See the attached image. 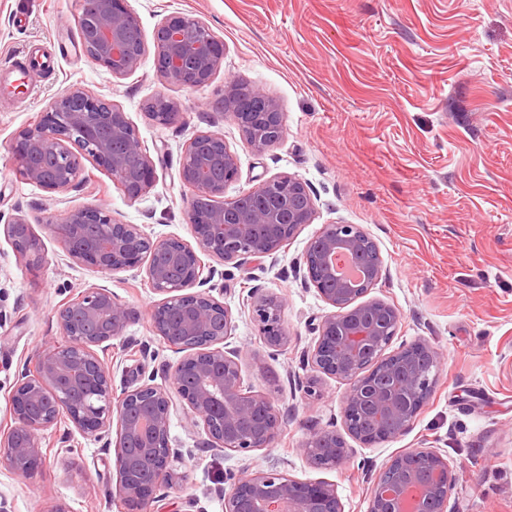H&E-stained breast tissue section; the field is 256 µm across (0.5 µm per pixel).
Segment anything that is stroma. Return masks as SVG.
Listing matches in <instances>:
<instances>
[{"label":"stroma","mask_w":512,"mask_h":512,"mask_svg":"<svg viewBox=\"0 0 512 512\" xmlns=\"http://www.w3.org/2000/svg\"><path fill=\"white\" fill-rule=\"evenodd\" d=\"M145 37L171 16L205 22L224 42L207 84L186 88L145 57L116 78L85 53L76 0H0V217H21L42 248L37 266L0 233V426L10 423V389L32 353L58 337L59 305L106 283L139 316L123 344L105 354L114 389L137 386L141 370L170 384L178 354L154 336L158 296L145 274L102 279L72 263L45 229L71 209L104 206L152 235L190 239L179 177L194 134H222L239 160L226 197L292 175L316 205L274 256L228 268L223 301L231 342L245 352L244 386L284 415L273 447L206 448L202 428L171 417L179 483L162 485L148 512H224L242 474L276 470L333 484L344 512H368L370 487L398 453L435 447L458 479L447 512H512V0H127ZM244 82L275 99L282 138L263 152L221 108L224 85ZM71 87L120 105L156 167L137 199L90 159L78 188L49 193L10 167L17 133ZM166 96L179 105L163 126L145 110ZM356 224L377 244L381 279L369 296L397 307L390 347L420 340L439 349L435 389L402 436L367 447L350 441L346 460L313 467L303 446L314 431L341 426L346 382L313 375L301 357L314 346L312 321L329 312L296 266L323 225ZM283 298L288 348L266 344L253 313L263 296ZM46 456L24 478L0 467V512H126L112 497L113 450L70 422L42 432Z\"/></svg>","instance_id":"1"}]
</instances>
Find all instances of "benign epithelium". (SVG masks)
<instances>
[{"label":"benign epithelium","instance_id":"7a95c632","mask_svg":"<svg viewBox=\"0 0 512 512\" xmlns=\"http://www.w3.org/2000/svg\"><path fill=\"white\" fill-rule=\"evenodd\" d=\"M77 25L86 54L115 78L137 69L147 53L143 33L126 0H81ZM154 64L170 83L182 87L206 84L224 59V42L201 20L167 18L155 29ZM149 116L161 125L178 121L175 101L158 96ZM244 139L257 152L282 137L278 103L259 89L243 96L227 82L221 103ZM89 157L112 176L131 199L148 192L155 164L141 146L120 106L79 87L55 97L40 120L21 130L11 162L23 180L46 192L77 187L81 158ZM239 174L238 158L224 137L199 133L185 144L180 178L190 190L185 209L193 241L152 236L138 224H124L103 207L71 209L45 228L67 256L103 276L145 270L150 287L161 296L150 311L151 329L167 347L184 353L173 367L169 387L154 375L117 394L112 371L95 351L124 337L136 311L109 288L92 285L55 311L61 340L30 357L9 395L11 424L0 435V467L31 476L44 465L39 432L67 418L83 434L115 445L116 473L112 496L128 512H142L159 488L177 479L170 444V419L183 409L201 424L206 445L216 450L269 448L282 417L266 396L244 391L243 350L227 347L232 315L215 276L225 273L200 258H217L234 268L277 253L306 224L315 202L307 185L294 176H279L226 199L224 190ZM4 234L16 255L38 263L40 240L31 224L15 218ZM339 253L355 259L361 275L336 276ZM298 269L333 308L311 327L317 341L307 352L313 371L349 385L343 430L313 433L304 451L318 468L332 467L349 456L344 435L366 446L395 439L410 428L431 396L441 353L425 341L384 354L401 324L398 308L371 299L358 302L380 280L379 249L354 224H325L307 247ZM283 299L263 298L255 312L271 347L288 342L280 323ZM117 426L116 441L109 440ZM456 473L439 451L413 448L394 456L373 482L368 512H446ZM224 512H343L334 485L298 481L274 470L245 474L224 498Z\"/></svg>","mask_w":512,"mask_h":512}]
</instances>
